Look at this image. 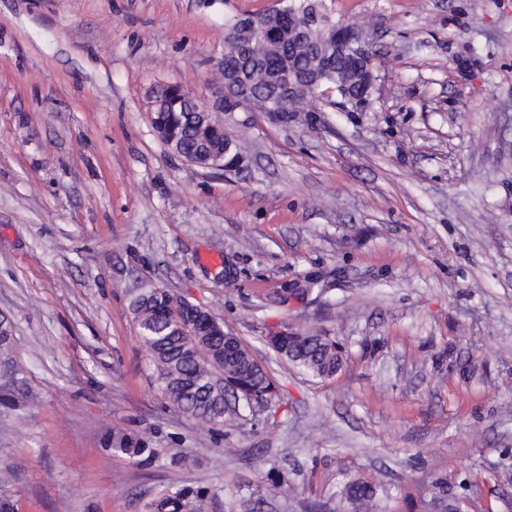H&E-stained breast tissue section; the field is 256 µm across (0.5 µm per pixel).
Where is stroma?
Listing matches in <instances>:
<instances>
[{"label": "stroma", "instance_id": "1", "mask_svg": "<svg viewBox=\"0 0 512 512\" xmlns=\"http://www.w3.org/2000/svg\"><path fill=\"white\" fill-rule=\"evenodd\" d=\"M274 4L0 0L14 512H153L183 487L209 489V512H336L359 477L377 512L441 494L512 512V0H323L378 55L367 111L236 113L244 173L173 154L154 90L221 95L226 22ZM142 288L223 321L274 400L213 435L171 413L130 308ZM286 328L334 337L343 369L298 373L267 344ZM124 436L150 465L112 455Z\"/></svg>", "mask_w": 512, "mask_h": 512}]
</instances>
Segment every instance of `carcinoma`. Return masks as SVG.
Returning a JSON list of instances; mask_svg holds the SVG:
<instances>
[{"label":"carcinoma","mask_w":512,"mask_h":512,"mask_svg":"<svg viewBox=\"0 0 512 512\" xmlns=\"http://www.w3.org/2000/svg\"><path fill=\"white\" fill-rule=\"evenodd\" d=\"M266 19H256V37L244 50L246 75L255 96L254 108L270 110L278 103L273 93V76L267 64L269 52L265 35ZM334 81L326 78L321 86L309 88L293 102L295 115L309 119L306 101L323 94ZM364 92L362 77L347 73L336 94L356 96ZM158 98L163 108L154 113L153 128L162 140L172 139L171 148L202 168L224 160L230 138L225 135L219 118L208 112H185L174 104L168 90L162 88ZM131 309L140 329L141 341L158 373L161 392L172 410L189 415L214 430L224 424L235 405L252 409V404L273 397V380L256 362L241 339L215 324L216 317L193 304L173 301V295L155 288L142 289L132 300ZM278 356L292 367L320 380L336 375L344 363L336 340L321 334L283 333ZM345 499L353 512H376L375 486L361 478L349 481ZM210 491L181 488L161 498L156 512H208Z\"/></svg>","instance_id":"carcinoma-1"}]
</instances>
